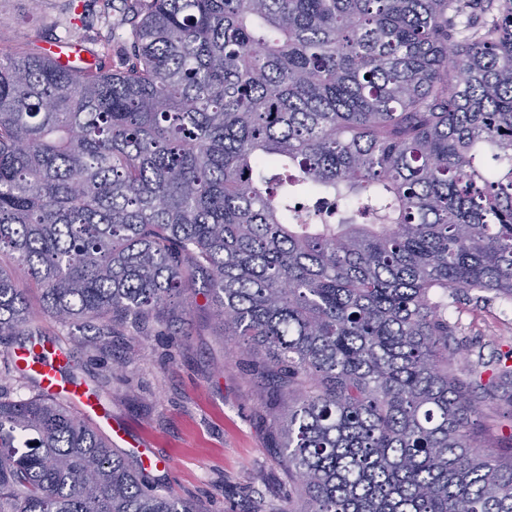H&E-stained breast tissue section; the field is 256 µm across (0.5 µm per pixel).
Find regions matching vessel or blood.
<instances>
[{"instance_id":"obj_1","label":"vessel or blood","mask_w":512,"mask_h":512,"mask_svg":"<svg viewBox=\"0 0 512 512\" xmlns=\"http://www.w3.org/2000/svg\"><path fill=\"white\" fill-rule=\"evenodd\" d=\"M13 354L33 373L48 394L63 396L85 413L95 412L98 398L80 385L67 381L60 373L66 360L63 347L46 342L30 347L21 345L14 349Z\"/></svg>"}]
</instances>
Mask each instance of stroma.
I'll return each instance as SVG.
<instances>
[{
	"label": "stroma",
	"mask_w": 512,
	"mask_h": 512,
	"mask_svg": "<svg viewBox=\"0 0 512 512\" xmlns=\"http://www.w3.org/2000/svg\"><path fill=\"white\" fill-rule=\"evenodd\" d=\"M139 19V0H112L108 11L102 0H0V52L52 49L70 36L84 45L85 62L99 54L118 71ZM172 308L187 320L167 334L151 321L106 347L44 314L30 329L63 344L67 374L99 396L102 415L129 429L137 442L127 450L132 462L142 447L174 460L153 471L156 485L194 498L205 512H279L288 485L277 440L264 428L262 385L220 336L207 297ZM448 318L466 360L492 368L512 348V301L463 299Z\"/></svg>",
	"instance_id": "35a3bbf8"
}]
</instances>
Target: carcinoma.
Segmentation results:
<instances>
[{"label": "carcinoma", "mask_w": 512, "mask_h": 512, "mask_svg": "<svg viewBox=\"0 0 512 512\" xmlns=\"http://www.w3.org/2000/svg\"><path fill=\"white\" fill-rule=\"evenodd\" d=\"M330 220L302 213L310 191ZM204 289L301 512H512L448 307L512 301V0H143L127 66L0 53V340ZM0 512H201L0 390Z\"/></svg>", "instance_id": "carcinoma-1"}]
</instances>
